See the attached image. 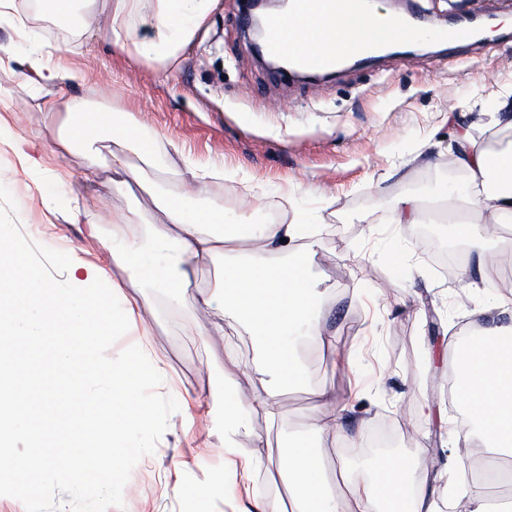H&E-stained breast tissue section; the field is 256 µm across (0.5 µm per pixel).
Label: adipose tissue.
<instances>
[{
    "instance_id": "ef3b65f1",
    "label": "adipose tissue",
    "mask_w": 512,
    "mask_h": 512,
    "mask_svg": "<svg viewBox=\"0 0 512 512\" xmlns=\"http://www.w3.org/2000/svg\"><path fill=\"white\" fill-rule=\"evenodd\" d=\"M46 11L58 19L79 15L85 28L105 24L115 46L133 58L163 62L174 57L190 42L206 17L210 0H156L154 32L150 39H136L130 18L139 0H42ZM298 49L311 55L326 54L340 45L362 41L360 27L335 16L317 15L298 27ZM29 66L44 90L40 109L61 112L65 118L51 133L52 150L63 156L81 151L88 169L99 165L94 136L116 130L119 148L112 154L109 169L112 185L121 189L141 183L148 193L160 224L153 229L154 245L145 249L113 229L108 249L112 258L139 282L165 291L169 301L189 302L192 308L224 307L249 328L258 342L261 365L267 377L265 396L250 399L239 389L224 390L213 397L212 429L220 434L225 451H232L233 438L249 412L262 413L268 420L278 416L276 396L298 385L305 372L298 359L296 337L322 343L319 323L322 294L308 274L306 260L314 244L310 223L294 214L282 224H234L224 213L201 203L209 182L224 177V170L211 166H188L180 170L186 191L173 193L161 183L144 180L143 172L154 166L157 140L139 128L136 119L106 106L73 98L62 99L63 90L80 81L78 72L50 65L45 44L28 39ZM138 166H131L129 156ZM465 169L470 182L463 202L478 211L480 221L454 226L456 237L473 247L476 263L465 269V284L477 288L491 283L496 268L482 253L499 238L500 219L512 218V148L490 152L476 144H462L454 158ZM292 252L293 258L280 256ZM220 264L222 277L213 288L199 290L195 283L202 262ZM454 394L463 403L468 422L476 429L466 439L469 447L485 449L493 457L512 459V323L484 327L454 362ZM278 470L288 477L291 506L282 508L273 500L254 498V512H382L384 501H395L400 512H491L486 496L477 495L468 482H459L447 505L426 493L425 483L416 479L413 467L401 458L387 459L368 478L354 477L346 462L329 473L322 456L304 436H297L287 452L279 455Z\"/></svg>"
}]
</instances>
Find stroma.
Segmentation results:
<instances>
[{"label":"stroma","instance_id":"1","mask_svg":"<svg viewBox=\"0 0 512 512\" xmlns=\"http://www.w3.org/2000/svg\"><path fill=\"white\" fill-rule=\"evenodd\" d=\"M485 18H512L504 0H374L375 12L404 13L412 22L442 24L470 8ZM29 30L47 44L53 63L79 69L82 80L67 96L111 105L132 114L160 140L158 164L149 179L172 192L183 189L174 169L221 166L238 182L208 184L204 203L225 220L263 224L281 212L282 198L310 215L317 245L309 272L324 296L320 322L327 340L304 353L309 380L280 392L279 415L269 421L252 413L235 437L241 455L260 451L264 466L244 480L209 429L207 397L232 384L264 395L252 332L232 313L213 308L193 312L168 306L153 288L142 287L115 264L104 246L112 218L136 211L129 237L151 242L156 219L139 186L113 190L106 172L89 173L81 155L57 157L46 134L57 124L41 112V90L20 75L19 64L0 69V183L17 203L21 232L31 241L67 253L73 263L110 268L122 286L120 302L152 308L153 317L134 321L110 349L136 344L166 364L160 394L179 404L153 454L134 467L123 504L108 512H185L195 487L208 491L200 512H236L245 486L267 498L288 501L289 485L273 464L287 440L305 431L323 411L337 417L338 433L316 440L328 469H335L344 438L369 439L390 432L402 456L430 472L426 489L444 502L455 481L472 479L475 458L463 453L462 406L448 391L455 348L486 324L492 300H512V279L500 274L489 288L461 287L457 271L433 262L427 241L391 221L405 196L421 206L437 204L447 216L464 212L449 199L448 150L459 129L487 150L512 145V127L493 120L497 99L512 91V38L501 33L443 50L403 48L372 64L341 69L325 80L302 82L275 75L258 62L247 35L244 0H214L193 39L166 63L131 58L104 30L83 31L77 19L59 20L18 0ZM284 103L283 111L272 108ZM38 138V170L22 164L16 135ZM66 189L87 203L102 202L89 220H73L68 209L46 198ZM99 237H91L90 224ZM400 252L410 275L388 267ZM439 331H428L429 315ZM223 321L220 336H194L188 322ZM248 366L246 378H224V359ZM331 389L330 407L318 404L316 388Z\"/></svg>","mask_w":512,"mask_h":512}]
</instances>
